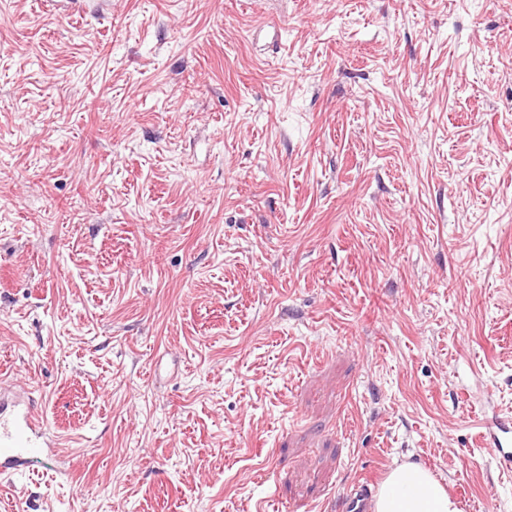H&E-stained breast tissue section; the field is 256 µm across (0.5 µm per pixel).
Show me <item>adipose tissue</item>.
Instances as JSON below:
<instances>
[{"instance_id": "1", "label": "adipose tissue", "mask_w": 512, "mask_h": 512, "mask_svg": "<svg viewBox=\"0 0 512 512\" xmlns=\"http://www.w3.org/2000/svg\"><path fill=\"white\" fill-rule=\"evenodd\" d=\"M374 512H460L445 486L426 468L404 463L381 484Z\"/></svg>"}]
</instances>
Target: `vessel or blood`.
<instances>
[{"label":"vessel or blood","instance_id":"1","mask_svg":"<svg viewBox=\"0 0 512 512\" xmlns=\"http://www.w3.org/2000/svg\"><path fill=\"white\" fill-rule=\"evenodd\" d=\"M14 381L0 378V476L15 474L36 461L58 459L59 440L50 435L42 414L29 397H14ZM478 444L502 466L512 467V422L480 428ZM372 482L358 480L342 494L340 512H370Z\"/></svg>","mask_w":512,"mask_h":512}]
</instances>
